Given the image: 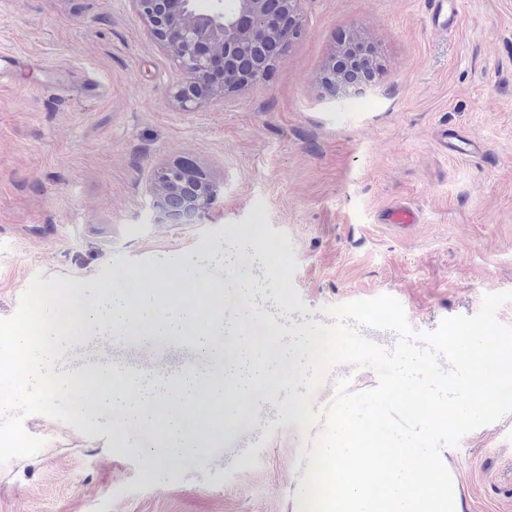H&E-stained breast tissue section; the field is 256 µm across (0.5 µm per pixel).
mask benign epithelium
Returning a JSON list of instances; mask_svg holds the SVG:
<instances>
[{
    "label": "benign epithelium",
    "instance_id": "obj_1",
    "mask_svg": "<svg viewBox=\"0 0 512 512\" xmlns=\"http://www.w3.org/2000/svg\"><path fill=\"white\" fill-rule=\"evenodd\" d=\"M131 2L174 61L179 79L170 98L186 112L264 82L271 48L287 45L303 30L301 0H232L209 13L197 12L193 0ZM374 57L362 37L344 41L324 71L325 90L340 100L367 88L365 71ZM180 175L173 181L164 170L156 180L153 208L161 224H199L216 200L212 188H198L205 178L197 168L182 167Z\"/></svg>",
    "mask_w": 512,
    "mask_h": 512
}]
</instances>
